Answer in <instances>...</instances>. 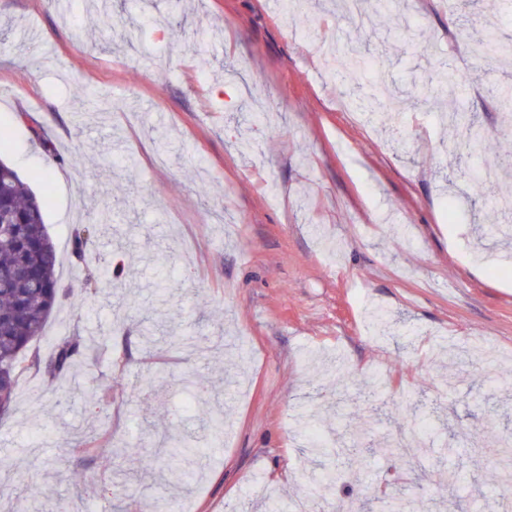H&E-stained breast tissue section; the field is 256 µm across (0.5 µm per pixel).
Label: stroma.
I'll return each instance as SVG.
<instances>
[{"mask_svg":"<svg viewBox=\"0 0 512 512\" xmlns=\"http://www.w3.org/2000/svg\"><path fill=\"white\" fill-rule=\"evenodd\" d=\"M92 0H0V158L37 195L59 256L81 275L77 226L102 264L121 260L110 294L63 301L33 348L79 337L90 358L67 403L24 367L0 422V512H263L261 478L281 512H359L406 428L378 421L382 402L420 406L429 426L405 452L406 499L427 512H500L512 495V389L490 392L512 359V275L500 238L481 239L467 197L512 199V175L448 182L461 130L479 113L494 153H512L488 88L512 83V55L463 63L473 30L512 33V0L462 19V0H391L353 18L321 0L309 20L265 0H112L111 29ZM364 45L402 96L445 67L463 84L435 107L405 101L388 119L345 93L315 49ZM83 84L88 96L71 93ZM59 149L44 154L34 129ZM109 223L97 224L99 212ZM376 303L390 332L366 314ZM207 360L192 407L165 381ZM391 382L369 395L370 369ZM112 429H99L102 408ZM224 420L214 441L209 419ZM342 436L349 456L306 450L308 422ZM200 446L190 481L164 464L140 473L122 441L155 448L172 428ZM86 435L71 447L74 433ZM343 474L331 492L323 466ZM89 477L82 488L77 476ZM48 496L30 497L33 482Z\"/></svg>","mask_w":512,"mask_h":512,"instance_id":"35a3bbf8","label":"stroma"}]
</instances>
